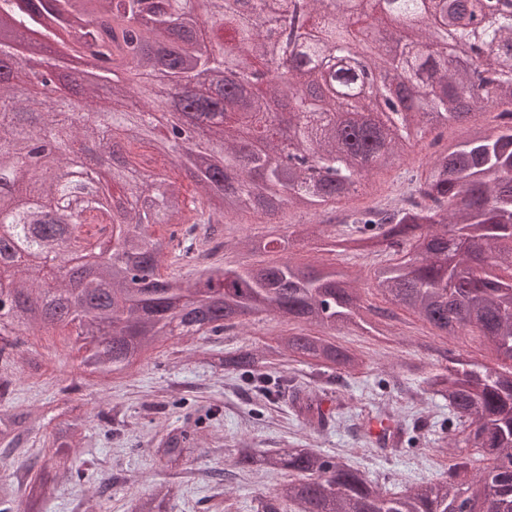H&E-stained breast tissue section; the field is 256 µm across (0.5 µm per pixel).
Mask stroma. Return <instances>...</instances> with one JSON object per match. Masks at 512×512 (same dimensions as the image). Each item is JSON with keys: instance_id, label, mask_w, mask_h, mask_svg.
I'll return each mask as SVG.
<instances>
[{"instance_id": "1", "label": "stroma", "mask_w": 512, "mask_h": 512, "mask_svg": "<svg viewBox=\"0 0 512 512\" xmlns=\"http://www.w3.org/2000/svg\"><path fill=\"white\" fill-rule=\"evenodd\" d=\"M433 152L429 139L412 141L402 162L375 174L373 191L347 200V207L363 210L386 204L411 174L424 169ZM309 219V213L292 209L270 218L247 215L224 223L220 236L201 240L198 249L210 253L215 263L256 264L260 258L244 248L245 237L282 234ZM283 328L278 316H251L244 326L211 337L206 348L215 355L240 347L258 348L273 343ZM340 340L364 353L367 365L362 371L349 374L329 369L319 374L308 364L288 365L298 382L324 400L340 397L347 402L338 426L312 433L304 429L287 398L259 401L236 374L202 363L195 341L166 340L139 367L103 379L84 376L79 367L82 353L71 328L33 332L26 341L48 354V367L43 375L33 376L25 366H16L10 376V402L54 415L63 408L59 388L80 381L84 387L77 403L91 422L88 445L72 455L74 467L85 474L83 481L61 486L45 512H131L136 497L169 478L150 452L151 441L217 400L223 405V415L201 424L198 445L182 475L183 494L171 512H216L204 474L214 467L231 469L235 450L241 446L264 450L300 443L327 454L339 453L390 492L441 477L448 469L453 436L448 428V403L437 397L416 404L396 387L398 370L392 365L399 357L429 370L439 369L446 363L439 337L401 310L392 327L383 332L355 330L341 334ZM173 396L185 398V406L170 407ZM388 404L398 409L413 441L403 449L383 452L360 439L355 427L363 422L378 425V413ZM101 472L111 474L112 488L98 498L92 482ZM280 481L276 474L237 475L224 486L225 512H251L255 489L270 490Z\"/></svg>"}]
</instances>
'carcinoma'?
<instances>
[{
  "instance_id": "obj_1",
  "label": "carcinoma",
  "mask_w": 512,
  "mask_h": 512,
  "mask_svg": "<svg viewBox=\"0 0 512 512\" xmlns=\"http://www.w3.org/2000/svg\"><path fill=\"white\" fill-rule=\"evenodd\" d=\"M294 0H0V219L9 238H0V269H11L12 298L27 318L0 321V375L14 354L32 371L46 355L25 350L22 337L36 328L69 327L85 350L81 366L109 376L133 366L159 342L173 338L207 340L235 320L264 312L287 325L274 343L240 347L224 355L199 350L202 362L237 373L272 397L288 375L263 377L271 364L301 359L353 372L364 359L336 341L345 329L372 325L375 308L362 301L359 273L348 262L311 266L287 257L290 249L345 225L327 245L339 256L385 255L370 270L384 298L414 314L451 342L469 332L504 362L489 369L450 354L448 365L424 372L421 394L448 401L466 448L492 460L473 471L472 456H450L448 472L388 494L344 457L326 456L297 445L256 451L236 449L233 466L280 474L277 488L260 489L252 512H512V0H489L486 23H473L470 0H436L431 26H417L411 42L387 51L377 43L368 56L377 68L403 77L398 93L406 111L388 118L381 131L371 124H343L331 117L336 101L347 114L375 110L373 92L355 82L350 32L324 0H307L316 35L287 30ZM396 14L415 19L426 0H391ZM437 36L436 50H425ZM482 42L496 47L478 63L494 74L491 90L474 81V70L449 62ZM40 50L42 66L59 85L21 92L33 72L24 50ZM288 60L290 82L301 108L289 113L296 147L314 165L334 172L318 179L310 170L278 162L280 115L224 92V71L250 85L263 70ZM92 64L95 79L85 84V102L73 98L68 76L73 65ZM202 73L212 75L200 82ZM163 81L188 87L199 112L198 136L179 146L164 131L144 124L153 110L176 116V103L158 94ZM498 111L499 123L485 126L477 116ZM260 125L268 141L261 153L243 154L242 131ZM450 124L468 125L467 135L449 146L416 176L409 196L391 208L344 210L350 187L393 167L406 142L438 133ZM56 132L64 152L35 176L22 163L28 140ZM112 140L108 174L118 194L105 193L102 176L92 180L80 154L87 143ZM151 142L171 157L169 169L143 172L132 182L131 150ZM94 181L95 192L79 184ZM136 197L126 205L125 198ZM285 209L306 210L316 220L296 224L278 237H247L249 251L279 254L257 266L211 264L192 280L163 275L166 257L177 251L194 260L199 229L205 235L230 216L272 217ZM153 227H164L158 234ZM112 256L95 262L96 275L83 283L81 309L61 319L39 300L47 288L40 260L97 255L104 236ZM294 405L306 426L321 431L333 422L313 394L296 392ZM88 417L69 411L53 425L32 409L0 410V449L16 448L22 436L42 433L49 453L37 470L24 462L25 507L15 490L0 481V512H41L61 485L82 472L66 455L86 443ZM197 428L176 426L153 445L161 467L181 468L196 443ZM182 489L163 483L138 498L133 512H166Z\"/></svg>"
}]
</instances>
